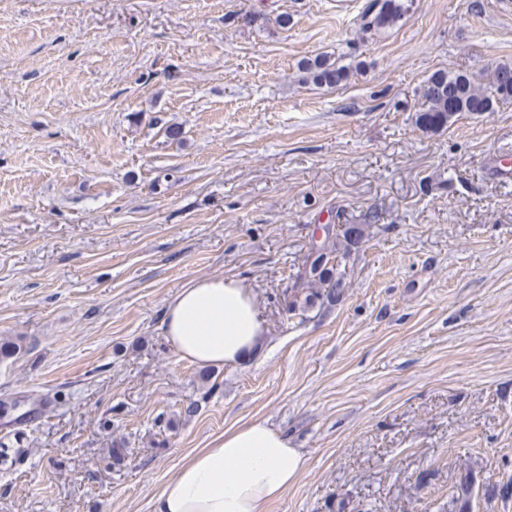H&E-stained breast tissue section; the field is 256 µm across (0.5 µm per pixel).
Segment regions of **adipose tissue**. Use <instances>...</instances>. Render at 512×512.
Instances as JSON below:
<instances>
[{"label":"adipose tissue","mask_w":512,"mask_h":512,"mask_svg":"<svg viewBox=\"0 0 512 512\" xmlns=\"http://www.w3.org/2000/svg\"><path fill=\"white\" fill-rule=\"evenodd\" d=\"M162 325L177 354L203 367L245 362L266 331L254 294L233 277L190 282L167 305ZM304 464L283 430L253 420L191 455L160 490L154 512H267Z\"/></svg>","instance_id":"adipose-tissue-1"}]
</instances>
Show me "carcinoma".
I'll return each instance as SVG.
<instances>
[{"mask_svg": "<svg viewBox=\"0 0 512 512\" xmlns=\"http://www.w3.org/2000/svg\"><path fill=\"white\" fill-rule=\"evenodd\" d=\"M398 0H373L362 15L364 26L381 28L393 23L399 16ZM306 70L314 82L334 86L346 76V69L327 56L306 61ZM424 108L417 114V126L427 132L442 130L462 113L492 112L499 104L512 103V63L495 65L482 75L468 72H434L422 88ZM339 261L333 250L319 248V254L308 258L302 271L296 275L294 286L286 302L288 314L306 311L317 301L334 303L340 299L344 276L338 272ZM473 492L469 474H464L451 494L450 512H465Z\"/></svg>", "mask_w": 512, "mask_h": 512, "instance_id": "obj_1", "label": "carcinoma"}]
</instances>
